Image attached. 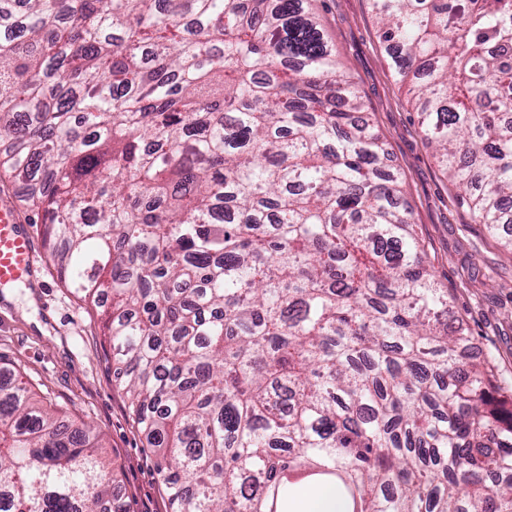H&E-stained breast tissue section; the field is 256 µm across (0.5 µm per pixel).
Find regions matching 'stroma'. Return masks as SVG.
I'll use <instances>...</instances> for the list:
<instances>
[{
	"mask_svg": "<svg viewBox=\"0 0 512 512\" xmlns=\"http://www.w3.org/2000/svg\"><path fill=\"white\" fill-rule=\"evenodd\" d=\"M342 72L355 82L365 117L383 137L405 190L427 264L447 288L472 355L493 364L512 394V253L483 225L439 167L419 114L376 34L368 0H318ZM27 285L0 287V361L16 365L38 399L62 408L69 424L100 434L127 512H171L156 458L112 374L95 311L66 287L47 249Z\"/></svg>",
	"mask_w": 512,
	"mask_h": 512,
	"instance_id": "35a3bbf8",
	"label": "stroma"
}]
</instances>
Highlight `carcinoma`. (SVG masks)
I'll list each match as a JSON object with an SVG mask.
<instances>
[{
	"instance_id": "obj_1",
	"label": "carcinoma",
	"mask_w": 512,
	"mask_h": 512,
	"mask_svg": "<svg viewBox=\"0 0 512 512\" xmlns=\"http://www.w3.org/2000/svg\"><path fill=\"white\" fill-rule=\"evenodd\" d=\"M316 0H0V173L101 315L172 512H512L470 344ZM421 132L512 251V0H370ZM0 382V512H125L99 435ZM290 512H342L336 489L330 485H312L303 490L291 505Z\"/></svg>"
}]
</instances>
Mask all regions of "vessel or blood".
Returning <instances> with one entry per match:
<instances>
[{
    "label": "vessel or blood",
    "instance_id": "b4317fda",
    "mask_svg": "<svg viewBox=\"0 0 512 512\" xmlns=\"http://www.w3.org/2000/svg\"><path fill=\"white\" fill-rule=\"evenodd\" d=\"M39 261L32 238L23 230L16 208L0 200V283L24 281Z\"/></svg>",
    "mask_w": 512,
    "mask_h": 512
}]
</instances>
